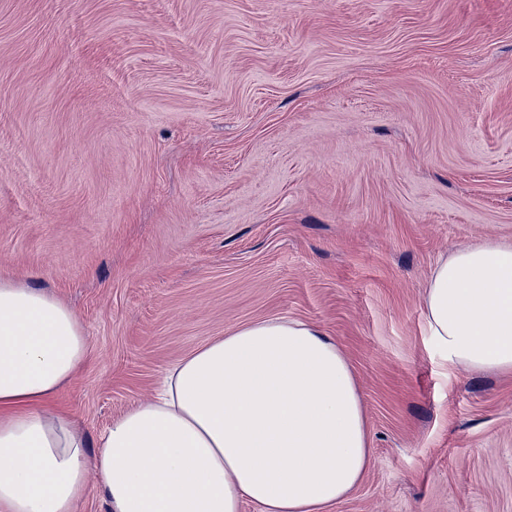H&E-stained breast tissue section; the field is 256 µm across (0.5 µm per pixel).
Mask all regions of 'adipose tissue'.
I'll return each mask as SVG.
<instances>
[{
  "label": "adipose tissue",
  "mask_w": 512,
  "mask_h": 512,
  "mask_svg": "<svg viewBox=\"0 0 512 512\" xmlns=\"http://www.w3.org/2000/svg\"><path fill=\"white\" fill-rule=\"evenodd\" d=\"M425 320L449 368L512 372V243L439 261ZM88 348L69 305L0 278V512H76L91 468L109 512H240L246 500L260 512H325L370 462L350 365L307 322L262 320L202 345L93 455L49 408Z\"/></svg>",
  "instance_id": "ef3b65f1"
}]
</instances>
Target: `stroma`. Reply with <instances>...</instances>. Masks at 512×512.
Returning a JSON list of instances; mask_svg holds the SVG:
<instances>
[{
  "label": "stroma",
  "mask_w": 512,
  "mask_h": 512,
  "mask_svg": "<svg viewBox=\"0 0 512 512\" xmlns=\"http://www.w3.org/2000/svg\"><path fill=\"white\" fill-rule=\"evenodd\" d=\"M512 243V0H0V276L89 339L90 445L207 341L308 322L371 463L326 512H512V373L448 368L436 262Z\"/></svg>",
  "instance_id": "stroma-1"
}]
</instances>
